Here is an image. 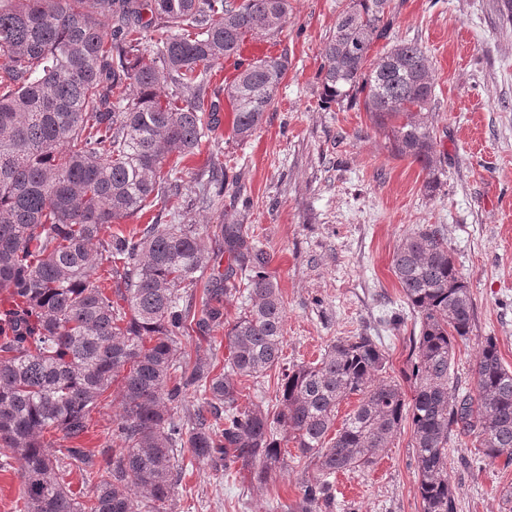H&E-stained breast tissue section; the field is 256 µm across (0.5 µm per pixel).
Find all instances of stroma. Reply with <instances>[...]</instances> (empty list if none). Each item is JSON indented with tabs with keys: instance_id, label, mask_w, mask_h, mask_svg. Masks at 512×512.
I'll use <instances>...</instances> for the list:
<instances>
[{
	"instance_id": "stroma-1",
	"label": "stroma",
	"mask_w": 512,
	"mask_h": 512,
	"mask_svg": "<svg viewBox=\"0 0 512 512\" xmlns=\"http://www.w3.org/2000/svg\"><path fill=\"white\" fill-rule=\"evenodd\" d=\"M392 37L419 43L435 74L429 112L440 185L396 157L362 107H323L321 51L344 0H289L273 39L288 71L260 128L246 141L217 125L177 168L185 188L224 166L218 206L187 214L198 225L239 224L266 257L286 318L283 357L309 362L340 337H377L387 374L412 393L410 338L416 316L392 270L401 239L418 224L444 225L474 304L472 340L457 349L453 385L469 390L478 338L495 337L512 368V21L501 0H393ZM474 436L448 444L456 512H512V466L479 458ZM305 473L288 463L259 491L193 461L166 512H287ZM339 512H421L410 429L377 463L338 474Z\"/></svg>"
}]
</instances>
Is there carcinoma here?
Here are the masks:
<instances>
[{
  "label": "carcinoma",
  "mask_w": 512,
  "mask_h": 512,
  "mask_svg": "<svg viewBox=\"0 0 512 512\" xmlns=\"http://www.w3.org/2000/svg\"><path fill=\"white\" fill-rule=\"evenodd\" d=\"M86 2L0 7V466L19 463L24 512H161L184 448L264 489L290 444L307 476L288 512H336V475L373 466L407 422L422 512H456L451 436L473 434L482 458L512 464V370L485 336L472 391L451 385L474 307L443 225H416L393 255L419 323L410 398L386 376L389 357L371 336L341 337L308 364L283 363V297L242 225L221 224L213 236L244 276L221 274L199 295L213 254L180 210L165 224L112 231L183 197L170 161L216 128L208 68L249 35L280 34L288 0H94L93 12ZM390 4L346 0L322 49V103L363 107L376 129L391 130L395 155L428 171L432 192V64L418 43L390 39ZM380 40L388 48L373 58ZM287 70L288 54L266 58L224 88L238 139L260 126ZM225 180L224 169L208 171L189 203L219 204ZM233 295L244 306L228 322ZM224 322L225 358L209 336ZM193 334L209 345L194 358L181 347ZM274 369L279 408L241 406L247 383ZM114 383L118 447H80ZM353 396L356 409L335 428ZM58 433L72 445L54 447ZM73 472L90 493L71 491L63 476Z\"/></svg>",
  "instance_id": "obj_1"
}]
</instances>
